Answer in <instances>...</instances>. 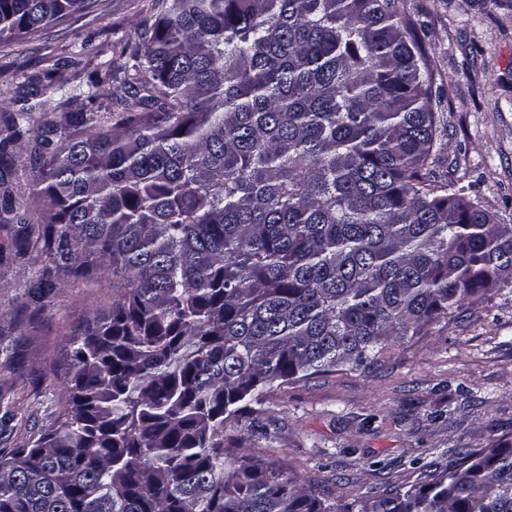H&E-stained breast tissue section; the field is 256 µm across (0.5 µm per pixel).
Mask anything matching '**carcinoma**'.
Returning <instances> with one entry per match:
<instances>
[{
    "instance_id": "1",
    "label": "carcinoma",
    "mask_w": 512,
    "mask_h": 512,
    "mask_svg": "<svg viewBox=\"0 0 512 512\" xmlns=\"http://www.w3.org/2000/svg\"><path fill=\"white\" fill-rule=\"evenodd\" d=\"M91 0H0L32 38ZM112 105L0 117L54 207V269L112 274L51 429L0 450V512H512V441L336 504L224 446L286 386L379 358L512 284V227L428 168L439 91L402 0H157ZM141 109L122 108L126 97ZM10 189L0 224H27Z\"/></svg>"
}]
</instances>
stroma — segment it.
<instances>
[{
  "label": "stroma",
  "instance_id": "stroma-1",
  "mask_svg": "<svg viewBox=\"0 0 512 512\" xmlns=\"http://www.w3.org/2000/svg\"><path fill=\"white\" fill-rule=\"evenodd\" d=\"M424 24L434 85L443 92L430 165L512 226V0H405ZM158 15L154 0H95L21 40L0 36V90L15 97L51 81L86 88L100 63H121ZM14 224H0V449L54 423L59 382L46 378L72 328L111 306L110 278H59L45 307L29 286L47 260L38 242L17 257ZM512 436V285L460 318L406 338L379 362L272 388L259 411L224 429L252 455L280 458L288 478L350 502L372 488L408 489L449 450Z\"/></svg>",
  "mask_w": 512,
  "mask_h": 512
}]
</instances>
